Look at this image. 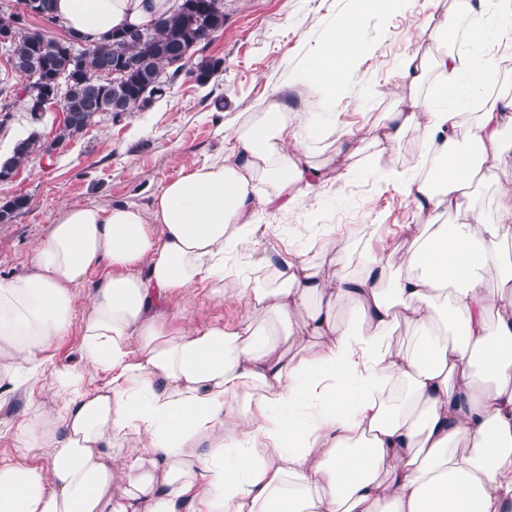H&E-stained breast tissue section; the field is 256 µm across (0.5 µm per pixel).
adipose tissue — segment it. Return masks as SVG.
<instances>
[{"label": "adipose tissue", "instance_id": "adipose-tissue-1", "mask_svg": "<svg viewBox=\"0 0 512 512\" xmlns=\"http://www.w3.org/2000/svg\"><path fill=\"white\" fill-rule=\"evenodd\" d=\"M435 49L407 55L412 98L368 137L369 172L425 220L404 244L328 235L300 258L261 252L266 214L315 223L328 179L273 101L182 167L149 207L61 204L25 273L0 278V398L42 382L18 435L42 468L0 464V512H512V0H432ZM168 0H57L70 32L146 26ZM360 11L292 81L334 107L371 57ZM470 19L472 52L449 44ZM416 143L410 174L392 152ZM249 250L247 266L227 254ZM99 272L88 283L91 272ZM207 288L234 322L186 316ZM81 324H74L77 304ZM407 324L410 336L399 338ZM78 364L48 369L71 329Z\"/></svg>", "mask_w": 512, "mask_h": 512}]
</instances>
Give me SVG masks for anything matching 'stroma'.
<instances>
[{
	"instance_id": "stroma-1",
	"label": "stroma",
	"mask_w": 512,
	"mask_h": 512,
	"mask_svg": "<svg viewBox=\"0 0 512 512\" xmlns=\"http://www.w3.org/2000/svg\"><path fill=\"white\" fill-rule=\"evenodd\" d=\"M354 6V0H224V29L207 49L208 55L223 59L224 70L207 86L180 79L148 108L101 116L52 154L35 153L13 178L0 181V204L17 195L29 200L10 223H0V278L26 270L60 203L148 206L182 165L203 161L223 148V125L275 99H283L292 112L317 118L329 113L338 136L356 143L367 138L381 112L409 94L397 72L413 48L429 47L422 18L432 5L430 0H411L395 14H363L360 30L370 40L373 55L348 75L329 112L318 87L292 85L288 78L336 16ZM368 87L376 94L367 105L362 92ZM61 118L58 106L35 121L22 105H15L13 121L0 131V149H7L23 127L53 139ZM301 139L329 170L319 224L335 225L337 237L360 239L365 225L373 224L377 245L386 246L400 239L403 225L420 223L415 204L400 189L363 175L345 176L339 159L309 134ZM265 221L275 230L261 237L260 247L273 256L299 250L319 226L295 214H270Z\"/></svg>"
}]
</instances>
